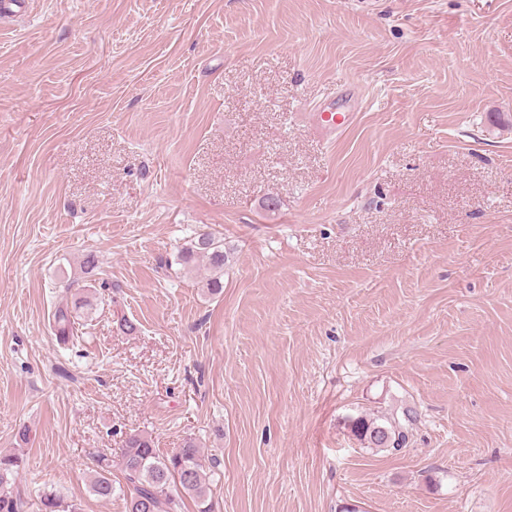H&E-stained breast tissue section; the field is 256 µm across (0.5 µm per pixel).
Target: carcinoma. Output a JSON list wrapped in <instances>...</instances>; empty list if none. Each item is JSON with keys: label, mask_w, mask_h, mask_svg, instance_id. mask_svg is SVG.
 <instances>
[{"label": "carcinoma", "mask_w": 512, "mask_h": 512, "mask_svg": "<svg viewBox=\"0 0 512 512\" xmlns=\"http://www.w3.org/2000/svg\"><path fill=\"white\" fill-rule=\"evenodd\" d=\"M197 258L206 260L212 270L207 283L209 294L220 293L227 260L224 242L210 233H200L178 253L177 261L188 268ZM54 323L56 334L63 341L74 335L75 321L69 307L57 309ZM414 421V411L406 409L401 418L396 415L351 417L349 427L362 447L394 454L408 446L409 428ZM23 464L20 453L0 454V512H19V504L9 491V482ZM117 466L124 479L122 487L117 488L112 483V464L106 462L95 472L90 489L104 501L111 500L117 492L122 494L125 512H181L185 498L193 501L196 512H213L202 454L192 440L164 454L155 448L151 437L133 434L127 438ZM41 504L44 512H80L78 505L66 502L53 490L42 493Z\"/></svg>", "instance_id": "1"}]
</instances>
